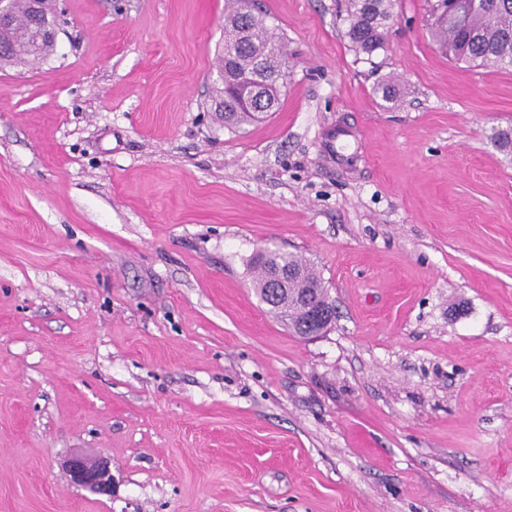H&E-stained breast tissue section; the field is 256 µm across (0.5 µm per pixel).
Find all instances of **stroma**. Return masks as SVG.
<instances>
[{
  "instance_id": "stroma-1",
  "label": "stroma",
  "mask_w": 512,
  "mask_h": 512,
  "mask_svg": "<svg viewBox=\"0 0 512 512\" xmlns=\"http://www.w3.org/2000/svg\"><path fill=\"white\" fill-rule=\"evenodd\" d=\"M225 2L54 0L0 67V512H512V67L450 61L436 0L370 56L337 0H254L288 77L228 129ZM266 250L326 332L260 302ZM231 94L230 88L224 84V87L217 90L216 97L219 100L216 111L219 112L221 119H224V126L228 128H240L245 125H250L261 118L258 117V106H241L233 108L229 112H223L221 105L225 97ZM255 260L259 273L255 279V288L260 299L269 306L271 313L288 321V326L296 336H312L305 298L330 308L335 316L327 289L312 266L293 254L281 251L262 252ZM273 272L294 274L288 280V292L282 288L276 292L275 288H271L269 275ZM71 480L94 493L108 495L112 489V474L105 459L89 461L82 455H72L65 461Z\"/></svg>"
}]
</instances>
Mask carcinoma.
Instances as JSON below:
<instances>
[{"label": "carcinoma", "mask_w": 512, "mask_h": 512, "mask_svg": "<svg viewBox=\"0 0 512 512\" xmlns=\"http://www.w3.org/2000/svg\"><path fill=\"white\" fill-rule=\"evenodd\" d=\"M392 6L393 0H341L346 35L357 51L371 56L385 48ZM30 23L26 0H14L8 26L0 30V43L5 45L0 51L1 61L24 62L50 55L54 47L52 40H42L33 52L21 43L23 33L31 29ZM432 36L458 61L512 67V0H482L478 8L473 7L472 0H441ZM224 49L235 50L231 66L237 76L253 73L259 59L267 55H275L280 62L287 59L284 46L274 39L266 18L252 11L250 0H228L224 12ZM216 111L228 128H240L259 120L258 108L253 106H241L229 112L218 107ZM492 140L500 151L512 154L511 126L494 131ZM256 267L255 288L269 311L287 321L295 335L312 336L306 300L333 308L320 275L295 255L281 251L260 253ZM274 272L292 274L288 290L271 288L270 274Z\"/></svg>", "instance_id": "cac0c4a2"}]
</instances>
